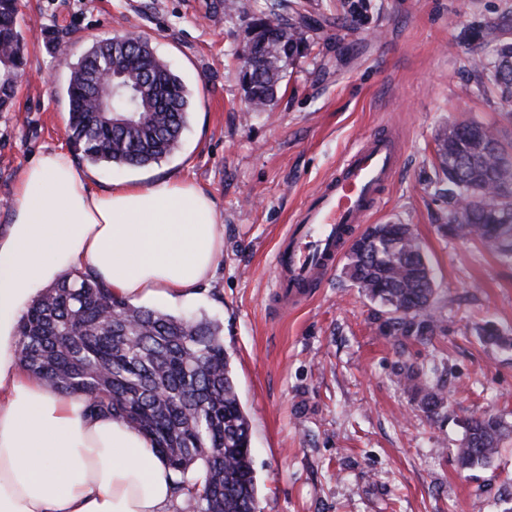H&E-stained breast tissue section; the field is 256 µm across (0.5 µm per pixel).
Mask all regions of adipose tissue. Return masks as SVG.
<instances>
[{
  "label": "adipose tissue",
  "mask_w": 512,
  "mask_h": 512,
  "mask_svg": "<svg viewBox=\"0 0 512 512\" xmlns=\"http://www.w3.org/2000/svg\"><path fill=\"white\" fill-rule=\"evenodd\" d=\"M214 201L186 179L93 192L71 152L21 173L0 239V512H174V475L127 423L87 414L23 369L17 327L37 291L88 272L115 295L191 297L224 252Z\"/></svg>",
  "instance_id": "1"
}]
</instances>
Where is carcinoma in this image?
<instances>
[{"label":"carcinoma","mask_w":512,"mask_h":512,"mask_svg":"<svg viewBox=\"0 0 512 512\" xmlns=\"http://www.w3.org/2000/svg\"><path fill=\"white\" fill-rule=\"evenodd\" d=\"M318 20L272 7L253 17V62L241 73L249 111L275 101L287 70L310 49ZM121 65L112 95L100 75ZM17 0H0V111L8 110L24 71ZM500 102L512 108V42L490 58L471 59ZM68 138L94 163L146 166L178 151L190 93L181 78L136 33L96 41L71 67ZM437 183L448 198L439 231L512 257V143L477 121L443 126L436 134ZM345 276L381 307L380 331L403 344L431 345L444 334L433 313L432 268L410 226L374 224L355 237ZM487 341L512 348L491 322L478 326ZM25 370L61 394L82 393L94 415L121 419L142 432L175 474L181 512H259L251 458V421L237 391L220 326L205 317L135 306L88 274L66 276L45 289L21 317ZM439 368L404 363L396 372L428 414L446 407ZM455 449L463 469L490 466L512 424L489 416L464 423ZM199 467L203 483L188 477Z\"/></svg>","instance_id":"carcinoma-1"}]
</instances>
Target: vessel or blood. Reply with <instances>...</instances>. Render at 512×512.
<instances>
[{"label": "vessel or blood", "instance_id": "vessel-or-blood-1", "mask_svg": "<svg viewBox=\"0 0 512 512\" xmlns=\"http://www.w3.org/2000/svg\"><path fill=\"white\" fill-rule=\"evenodd\" d=\"M394 136L360 141L303 207L276 257L275 286L282 302L297 304L306 289L320 285L337 259L382 201L402 163Z\"/></svg>", "mask_w": 512, "mask_h": 512}]
</instances>
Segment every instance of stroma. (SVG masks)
Listing matches in <instances>:
<instances>
[{"instance_id":"stroma-1","label":"stroma","mask_w":512,"mask_h":512,"mask_svg":"<svg viewBox=\"0 0 512 512\" xmlns=\"http://www.w3.org/2000/svg\"><path fill=\"white\" fill-rule=\"evenodd\" d=\"M273 0H19L26 74L0 112V234L21 171L68 146L71 65L95 40L134 31L192 93L180 151L147 167L91 163L92 190L118 180L188 178L224 226L216 277L162 311L202 314L222 328L262 512H499L512 499V440L492 466L465 470L454 450L467 419L512 423V349L483 342L477 322L512 337V261L443 236L448 210L435 181V136L477 120L512 140L492 85L475 82L473 55L492 56L512 0H282L326 16L311 51L290 66L269 111L242 102L240 53L253 16ZM391 132L401 171L371 216L407 224L433 268L440 353L380 333L375 306L334 268L296 309H279L275 259L290 224L348 150ZM437 362L448 406L428 416L396 382L402 363Z\"/></svg>"}]
</instances>
